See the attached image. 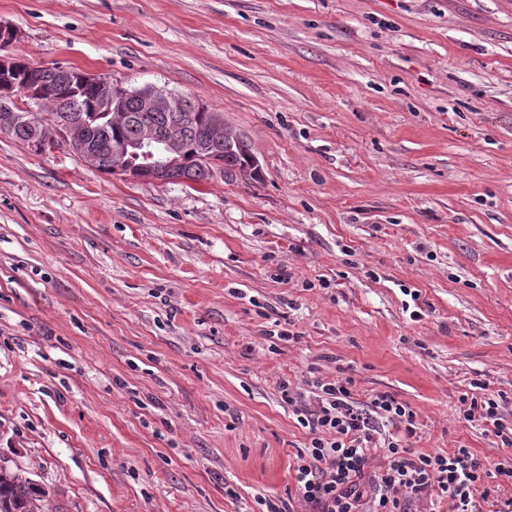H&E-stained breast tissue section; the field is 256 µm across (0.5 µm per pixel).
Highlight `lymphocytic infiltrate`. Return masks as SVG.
Instances as JSON below:
<instances>
[{
    "instance_id": "1",
    "label": "lymphocytic infiltrate",
    "mask_w": 512,
    "mask_h": 512,
    "mask_svg": "<svg viewBox=\"0 0 512 512\" xmlns=\"http://www.w3.org/2000/svg\"><path fill=\"white\" fill-rule=\"evenodd\" d=\"M281 394L308 430L310 442L296 455L293 478L298 502L262 499L266 512H406L410 499L446 503L447 512H512V424L503 418L502 394L474 381L459 396L464 421L482 425L505 447L497 460L471 449L447 453L415 450L416 412L388 392L355 398V380L340 374L307 379L304 386L282 383ZM383 461L372 467L371 452Z\"/></svg>"
}]
</instances>
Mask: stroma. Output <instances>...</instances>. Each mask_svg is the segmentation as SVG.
I'll return each mask as SVG.
<instances>
[{"label": "stroma", "instance_id": "35a3bbf8", "mask_svg": "<svg viewBox=\"0 0 512 512\" xmlns=\"http://www.w3.org/2000/svg\"><path fill=\"white\" fill-rule=\"evenodd\" d=\"M1 23L33 65L201 99L261 168L136 182L0 132V464L48 512L296 497L280 385L313 367L408 403L416 449L502 455L458 398L484 380L512 422V0H0Z\"/></svg>", "mask_w": 512, "mask_h": 512}]
</instances>
